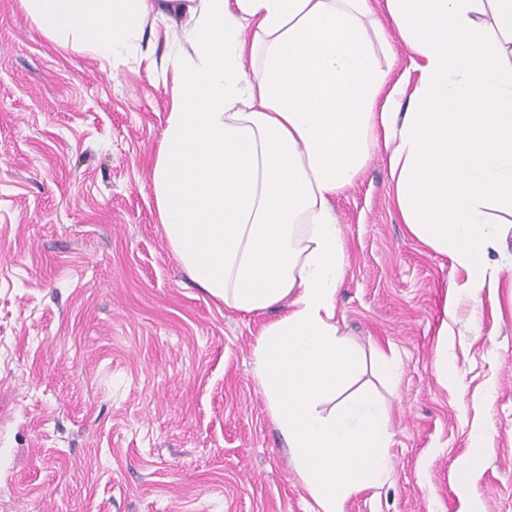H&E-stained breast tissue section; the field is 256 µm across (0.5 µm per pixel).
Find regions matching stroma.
I'll return each mask as SVG.
<instances>
[{
  "mask_svg": "<svg viewBox=\"0 0 512 512\" xmlns=\"http://www.w3.org/2000/svg\"><path fill=\"white\" fill-rule=\"evenodd\" d=\"M167 57L159 26L111 68L0 0V512H315L253 373L277 311L215 302L159 224ZM335 207L339 331L401 366L358 381L388 407L392 470L346 512H512V231L497 287L448 315L465 274L408 233L383 143Z\"/></svg>",
  "mask_w": 512,
  "mask_h": 512,
  "instance_id": "stroma-1",
  "label": "stroma"
}]
</instances>
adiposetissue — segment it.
Instances as JSON below:
<instances>
[{
	"instance_id": "adipose-tissue-1",
	"label": "adipose tissue",
	"mask_w": 512,
	"mask_h": 512,
	"mask_svg": "<svg viewBox=\"0 0 512 512\" xmlns=\"http://www.w3.org/2000/svg\"><path fill=\"white\" fill-rule=\"evenodd\" d=\"M65 51L119 66L146 18L171 29V107L151 161L158 219L180 266L262 326L253 373L319 512L380 486L392 432L366 365L340 334L347 243L333 202L389 151L408 231L477 299L512 222V0H387L412 53L413 90L390 84L372 0H20ZM330 411H323L325 402Z\"/></svg>"
}]
</instances>
